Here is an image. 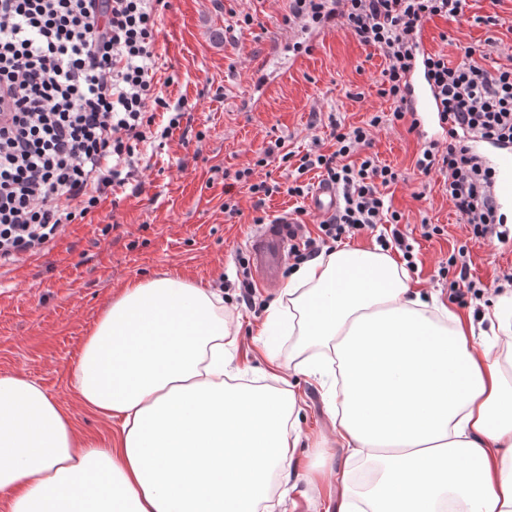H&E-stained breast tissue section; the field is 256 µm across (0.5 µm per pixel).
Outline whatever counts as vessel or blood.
<instances>
[{
    "instance_id": "vessel-or-blood-1",
    "label": "vessel or blood",
    "mask_w": 512,
    "mask_h": 512,
    "mask_svg": "<svg viewBox=\"0 0 512 512\" xmlns=\"http://www.w3.org/2000/svg\"><path fill=\"white\" fill-rule=\"evenodd\" d=\"M409 93L405 106L409 111L423 113L426 126L420 129L423 139L435 140L440 125L438 113L440 104L433 88L418 70H411L407 76ZM471 155L493 172L487 193L496 209L512 214V151L493 150L491 143L477 137L464 136ZM339 202L334 185L322 183L315 187L310 196L311 211L319 217L331 215ZM297 233L295 220L281 216L271 223L258 225L247 242V253L254 280L262 287L275 288L280 284L281 270L288 255V248Z\"/></svg>"
}]
</instances>
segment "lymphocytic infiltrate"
Returning <instances> with one entry per match:
<instances>
[{"mask_svg":"<svg viewBox=\"0 0 512 512\" xmlns=\"http://www.w3.org/2000/svg\"><path fill=\"white\" fill-rule=\"evenodd\" d=\"M291 20L315 26L337 22L365 46L378 49L387 65L379 94L393 104L359 126L334 125L336 148L303 155L274 141L260 166L276 159L294 168L295 180L259 178L246 167L231 174L258 201L276 194L302 198L305 173L317 170L339 194L336 211L318 224L317 238L293 244L302 262L319 256V243H338L379 224L390 225L389 245L404 261L413 246L390 209L384 188L400 173L370 151L372 132L406 116V75L420 64L441 101L448 145L423 147L419 174H444L457 214L475 238L496 233L495 209L482 167L458 133L512 142V67L488 70L475 47L456 65L439 53L414 58L412 41L434 18L456 20L467 0H291ZM163 0H0V267L44 254L67 226L94 212L108 193L130 185L140 173V147L164 141L179 128L182 112L171 110L156 90L155 40ZM166 122H158V113Z\"/></svg>","mask_w":512,"mask_h":512,"instance_id":"1","label":"lymphocytic infiltrate"}]
</instances>
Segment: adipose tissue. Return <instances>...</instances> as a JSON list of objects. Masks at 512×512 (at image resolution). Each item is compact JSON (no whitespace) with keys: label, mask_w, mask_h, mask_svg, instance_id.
I'll return each instance as SVG.
<instances>
[{"label":"adipose tissue","mask_w":512,"mask_h":512,"mask_svg":"<svg viewBox=\"0 0 512 512\" xmlns=\"http://www.w3.org/2000/svg\"><path fill=\"white\" fill-rule=\"evenodd\" d=\"M288 333L339 376L336 441L348 473L304 459L289 387L238 382L224 293L166 273L127 285L74 370L82 401L119 425L77 436L33 379L0 373V512H280L275 484L318 489L325 512H512V293L488 328L414 288L382 250L342 248L288 279Z\"/></svg>","instance_id":"1"}]
</instances>
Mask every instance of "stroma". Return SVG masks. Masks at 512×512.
Here are the masks:
<instances>
[{
  "instance_id": "obj_1",
  "label": "stroma",
  "mask_w": 512,
  "mask_h": 512,
  "mask_svg": "<svg viewBox=\"0 0 512 512\" xmlns=\"http://www.w3.org/2000/svg\"><path fill=\"white\" fill-rule=\"evenodd\" d=\"M290 5V0H168L158 26L155 78L170 105L184 112L181 128L164 145L142 146L140 187L118 190L115 199H104L97 211L71 224L45 255L0 274V373L39 382L79 436L106 440L115 434L116 422L78 400L73 373L90 328L131 280L177 272L189 282L223 289L224 306L237 324L229 349L233 366L244 381H270V366L254 337L283 290L261 289L247 302L236 288L255 230V200L237 187L240 213L226 217L224 173L252 165L258 176L282 180L277 164H257L269 141L284 139L285 150L302 154L317 139L328 151L333 122L359 125L371 112L390 108L378 94L386 65L380 51L332 23L283 26ZM234 12L252 15V24L228 29ZM489 15L496 23H486ZM425 30L429 51L446 55L450 64L459 63L472 45L483 50L487 69L512 64V0H468L463 18H436ZM423 145L405 120L374 130L371 151L404 176L386 194L416 241L413 285L478 320L498 289L508 286L512 243L473 240L443 176L416 171ZM425 221L442 226L443 234L425 238ZM463 245L473 278L484 290L458 302L440 269ZM277 354L288 366L284 378L301 399L306 453L314 441L332 438L333 415L321 381L295 370L306 354L294 340H281Z\"/></svg>"
}]
</instances>
